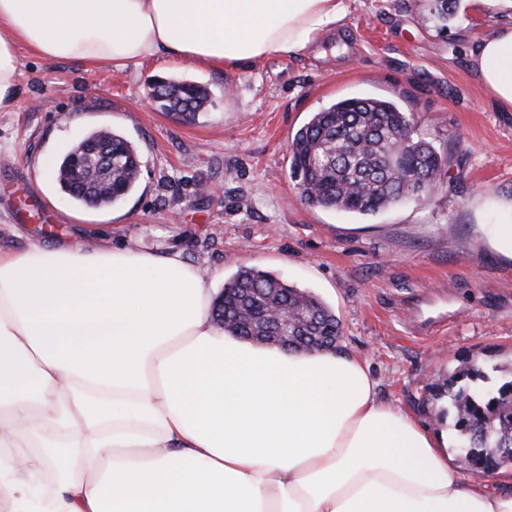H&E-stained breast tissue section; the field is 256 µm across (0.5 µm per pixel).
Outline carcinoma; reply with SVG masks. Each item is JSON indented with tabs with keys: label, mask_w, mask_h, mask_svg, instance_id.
Returning a JSON list of instances; mask_svg holds the SVG:
<instances>
[{
	"label": "carcinoma",
	"mask_w": 512,
	"mask_h": 512,
	"mask_svg": "<svg viewBox=\"0 0 512 512\" xmlns=\"http://www.w3.org/2000/svg\"><path fill=\"white\" fill-rule=\"evenodd\" d=\"M209 99L207 89L187 80L167 79L155 104L186 121L196 118ZM112 142V172L93 164L73 165L74 150L61 158L57 180L61 190L84 205L113 204L109 189L127 196L140 174L134 145L110 128L84 140ZM291 177L310 206L372 215L430 190L444 164L436 146L418 136L414 114L389 99L351 97L311 115L290 143ZM426 179L425 187L410 184L404 173ZM259 288L265 298L245 294ZM227 305L213 307L216 320L235 336L288 337V344L307 348L315 340L341 336L336 315L316 295L288 285L271 272L255 267L239 270L222 292ZM288 304V328L278 333L261 320L236 322L237 312L257 308L264 300ZM448 409L440 410L455 432L461 463L480 473L512 465V361L491 369L470 363L443 383Z\"/></svg>",
	"instance_id": "obj_1"
}]
</instances>
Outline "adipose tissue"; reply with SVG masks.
Masks as SVG:
<instances>
[{"mask_svg":"<svg viewBox=\"0 0 512 512\" xmlns=\"http://www.w3.org/2000/svg\"><path fill=\"white\" fill-rule=\"evenodd\" d=\"M350 0H0V112L16 53L234 70L303 52ZM471 66L512 108V25ZM177 252L0 250V505L8 512H512V467L464 480L448 422L383 404L364 360L245 341Z\"/></svg>","mask_w":512,"mask_h":512,"instance_id":"obj_1","label":"adipose tissue"}]
</instances>
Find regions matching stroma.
Returning <instances> with one entry per match:
<instances>
[{"label": "stroma", "instance_id": "stroma-1", "mask_svg": "<svg viewBox=\"0 0 512 512\" xmlns=\"http://www.w3.org/2000/svg\"><path fill=\"white\" fill-rule=\"evenodd\" d=\"M431 0H353L338 30L297 54L224 73L166 57L123 70L44 62L19 46L20 97L0 112V249L87 239L180 251L216 290L239 267L324 301L339 350L364 359L379 400L430 423L435 388L468 362L512 358V110L476 78L478 39L512 24V0L446 30ZM207 87L195 121L152 110L155 79ZM395 101L446 156L435 190L374 215L313 207L289 144L313 112L350 97ZM109 127L140 156L137 188L105 208L47 197L42 164ZM447 301L430 335L417 305Z\"/></svg>", "mask_w": 512, "mask_h": 512}]
</instances>
